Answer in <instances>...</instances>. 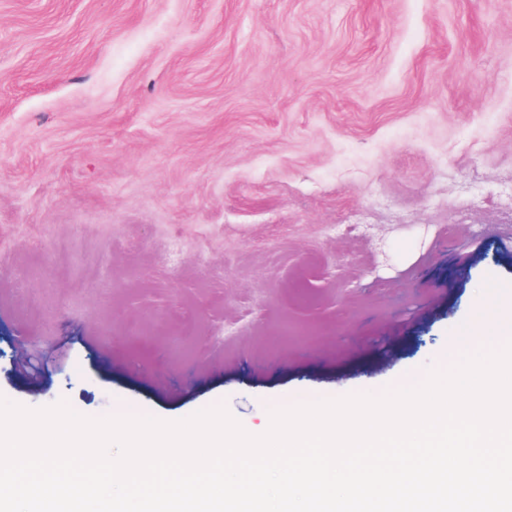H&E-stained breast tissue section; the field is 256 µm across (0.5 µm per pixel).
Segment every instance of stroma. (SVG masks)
Instances as JSON below:
<instances>
[{"instance_id": "1", "label": "stroma", "mask_w": 512, "mask_h": 512, "mask_svg": "<svg viewBox=\"0 0 512 512\" xmlns=\"http://www.w3.org/2000/svg\"><path fill=\"white\" fill-rule=\"evenodd\" d=\"M484 306L512 0H0L1 397L250 432L446 368Z\"/></svg>"}]
</instances>
